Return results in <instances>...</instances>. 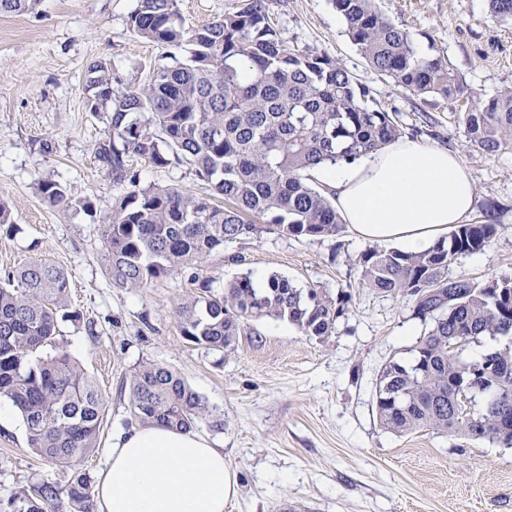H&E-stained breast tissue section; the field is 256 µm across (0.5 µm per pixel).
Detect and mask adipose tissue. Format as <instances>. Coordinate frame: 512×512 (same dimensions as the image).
Segmentation results:
<instances>
[{
	"label": "adipose tissue",
	"mask_w": 512,
	"mask_h": 512,
	"mask_svg": "<svg viewBox=\"0 0 512 512\" xmlns=\"http://www.w3.org/2000/svg\"><path fill=\"white\" fill-rule=\"evenodd\" d=\"M312 175L359 239L413 253L465 223L475 201L460 154L411 139ZM236 489L223 450L207 436L148 425L115 437L96 497L98 512H224Z\"/></svg>",
	"instance_id": "1"
}]
</instances>
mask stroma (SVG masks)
<instances>
[{"mask_svg": "<svg viewBox=\"0 0 512 512\" xmlns=\"http://www.w3.org/2000/svg\"><path fill=\"white\" fill-rule=\"evenodd\" d=\"M242 0H179L186 29L236 10ZM410 32L420 53L438 50L481 98L512 85V20L493 19L487 0H376ZM137 0H37L23 15H0V200L12 221L0 224V280L27 261L63 269L80 321L59 324L72 357L106 397L98 446L80 464L97 477L113 435L133 427L128 380L144 363L178 373L213 421L198 431L224 450L238 494L224 512H512V448L429 430L395 434L375 413L377 375L407 362L426 330L411 298L360 287L355 256L365 245L350 228L333 238L296 239L275 231L225 243L200 262L147 287L112 284L104 269L99 213L128 187L98 159L109 136L105 113L86 106L84 73L108 61L141 83L160 64L187 62V47L146 41L129 27ZM270 23L289 46L339 60L383 108L397 113L406 137L459 152L475 190L469 223L496 231L484 250L459 257L448 273L484 279L512 272V147L488 155L469 147L461 101L422 98L381 78L346 33L331 0H265ZM141 186L175 188L213 200L210 183L189 165L156 168L132 159ZM54 180L89 199L95 215L45 204L38 185ZM247 274L288 277L348 296L332 336L302 335L268 317L242 331L234 352L188 343L174 308L201 285L223 292ZM67 475L27 445L19 413L0 424V500Z\"/></svg>", "mask_w": 512, "mask_h": 512, "instance_id": "1", "label": "stroma"}]
</instances>
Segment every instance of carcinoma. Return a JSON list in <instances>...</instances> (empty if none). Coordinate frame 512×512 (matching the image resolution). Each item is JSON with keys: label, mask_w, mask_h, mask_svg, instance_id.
Wrapping results in <instances>:
<instances>
[{"label": "carcinoma", "mask_w": 512, "mask_h": 512, "mask_svg": "<svg viewBox=\"0 0 512 512\" xmlns=\"http://www.w3.org/2000/svg\"><path fill=\"white\" fill-rule=\"evenodd\" d=\"M36 0H0V14H24ZM348 34L370 67L418 96L456 99L468 93L441 55L423 56L409 32L391 22L375 0H333ZM493 16L512 20V0H489ZM131 30L151 42L189 46V60L160 64L131 84L105 61L89 65L87 106L105 112L111 130L99 159L129 191L101 217L104 267L112 284L145 287L201 260L226 242L274 230L293 238L334 237L341 217L316 166L353 161L399 139L403 128L371 91L337 60L295 50L271 26L264 0H249L191 31L178 0H137ZM466 143L487 154L512 145V86L461 113ZM157 168L187 163L211 183L219 206L178 189L142 188L128 158ZM41 199L91 213L86 199L58 182L39 184ZM493 224H460L422 253L368 246L355 259L360 284L413 299L412 316L429 326L405 363L391 359L377 375L374 407L398 434L428 429L512 447V340L476 358L464 348L483 336L512 337V274L475 280L448 276L462 255L484 249ZM347 300L315 285L297 287L273 274L267 287L248 275L215 294L207 286L175 308L187 341L207 350L236 349L241 329L265 317L286 320L305 336L335 332ZM70 284L46 261L25 262L0 285V398L22 417L36 454L70 470L65 487L44 483L11 495L3 512H48L66 494L74 512H93L91 480L80 462L97 447L106 408L96 381L57 338V319L70 310ZM485 402L475 411L467 403ZM129 409L141 424L192 430L212 417L176 372L140 365L129 379Z\"/></svg>", "instance_id": "1"}]
</instances>
